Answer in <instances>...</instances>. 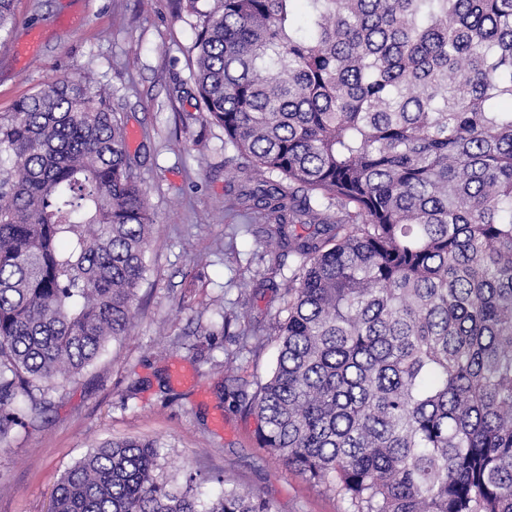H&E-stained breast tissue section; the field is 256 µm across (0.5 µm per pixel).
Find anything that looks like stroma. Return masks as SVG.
<instances>
[{
	"label": "stroma",
	"instance_id": "obj_1",
	"mask_svg": "<svg viewBox=\"0 0 512 512\" xmlns=\"http://www.w3.org/2000/svg\"><path fill=\"white\" fill-rule=\"evenodd\" d=\"M16 16L0 41V113L55 79L94 73L126 122L155 224L127 335L77 381L50 382L42 418L0 441V512H49L61 477L122 438L165 441L158 476L172 484L192 470L205 494L221 475L276 512H346L262 448L254 418L224 395L225 364L250 393L267 377L275 340L249 353L241 332L285 310L295 260L267 252L245 223L224 170L233 151L200 118L196 16L177 0H17Z\"/></svg>",
	"mask_w": 512,
	"mask_h": 512
}]
</instances>
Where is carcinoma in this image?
I'll list each match as a JSON object with an SVG mask.
<instances>
[{
    "mask_svg": "<svg viewBox=\"0 0 512 512\" xmlns=\"http://www.w3.org/2000/svg\"><path fill=\"white\" fill-rule=\"evenodd\" d=\"M179 2L239 208L297 260L275 368L226 396L350 512H512V0ZM111 99L66 77L0 113V441L135 316L154 219ZM163 447L95 446L51 512H276L159 481Z\"/></svg>",
    "mask_w": 512,
    "mask_h": 512,
    "instance_id": "carcinoma-1",
    "label": "carcinoma"
}]
</instances>
